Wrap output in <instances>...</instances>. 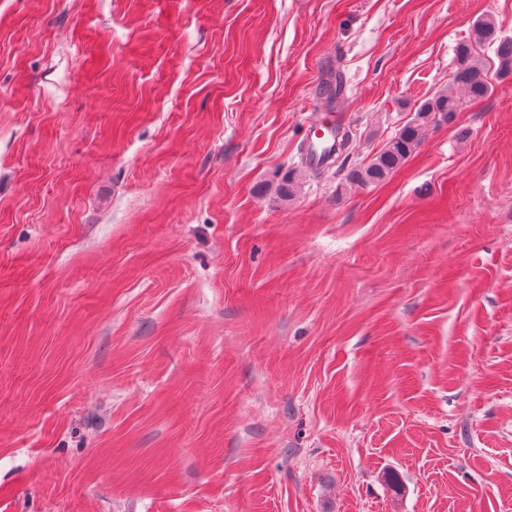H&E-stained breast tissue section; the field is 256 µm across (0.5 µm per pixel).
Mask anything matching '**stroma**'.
I'll return each mask as SVG.
<instances>
[{
  "label": "stroma",
  "mask_w": 512,
  "mask_h": 512,
  "mask_svg": "<svg viewBox=\"0 0 512 512\" xmlns=\"http://www.w3.org/2000/svg\"><path fill=\"white\" fill-rule=\"evenodd\" d=\"M487 15L0 0V512H512V78L302 161L328 71L367 162Z\"/></svg>",
  "instance_id": "stroma-1"
}]
</instances>
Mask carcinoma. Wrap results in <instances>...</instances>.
<instances>
[{"label": "carcinoma", "instance_id": "carcinoma-1", "mask_svg": "<svg viewBox=\"0 0 512 512\" xmlns=\"http://www.w3.org/2000/svg\"><path fill=\"white\" fill-rule=\"evenodd\" d=\"M487 48L492 55L485 57L481 52ZM491 71L502 79L512 77V38L501 35L493 18L484 17L474 23L469 39L458 45L456 66L448 87L420 102L414 117L368 162L348 168L343 188L377 184L391 177L419 148L428 127L450 121L461 110L462 98L455 88H462L471 99L484 98L493 92V84L488 78ZM353 140L351 127L338 129L337 163L341 164L349 157ZM273 189L281 201L288 202L298 194L301 185L290 175Z\"/></svg>", "mask_w": 512, "mask_h": 512}]
</instances>
